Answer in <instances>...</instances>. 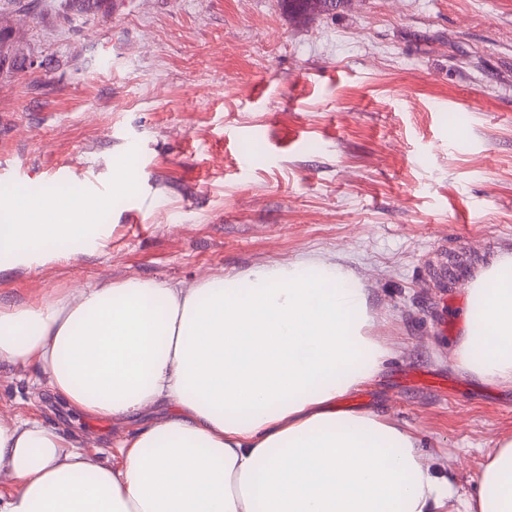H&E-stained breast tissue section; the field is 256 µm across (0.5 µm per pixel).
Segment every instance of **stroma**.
Segmentation results:
<instances>
[{
    "mask_svg": "<svg viewBox=\"0 0 512 512\" xmlns=\"http://www.w3.org/2000/svg\"><path fill=\"white\" fill-rule=\"evenodd\" d=\"M0 51V195L96 182L109 226L1 271L0 301L336 258L390 348L341 407L390 413L472 492L512 437V388L452 364L468 283L512 251V0H349L305 23L280 0H0ZM0 416L106 452L122 434L49 404L31 368L0 366Z\"/></svg>",
    "mask_w": 512,
    "mask_h": 512,
    "instance_id": "35a3bbf8",
    "label": "stroma"
}]
</instances>
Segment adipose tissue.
Instances as JSON below:
<instances>
[{"mask_svg": "<svg viewBox=\"0 0 512 512\" xmlns=\"http://www.w3.org/2000/svg\"><path fill=\"white\" fill-rule=\"evenodd\" d=\"M23 196L0 207V260L42 264L52 245L96 247L85 218ZM363 283L308 255L185 287L130 278L0 303V364L36 368L68 409L123 426L156 405L112 461L36 419H0V512H512V438L459 499L417 435L337 403L389 356ZM456 366L512 388V253L468 286Z\"/></svg>", "mask_w": 512, "mask_h": 512, "instance_id": "ef3b65f1", "label": "adipose tissue"}]
</instances>
